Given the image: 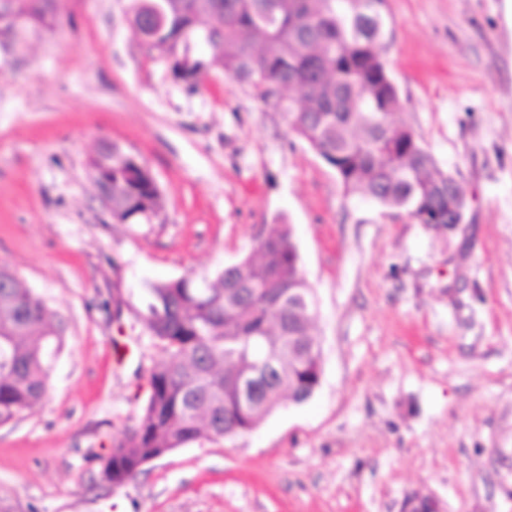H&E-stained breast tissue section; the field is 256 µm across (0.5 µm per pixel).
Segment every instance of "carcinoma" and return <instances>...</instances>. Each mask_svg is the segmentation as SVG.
I'll list each match as a JSON object with an SVG mask.
<instances>
[{
  "instance_id": "1",
  "label": "carcinoma",
  "mask_w": 512,
  "mask_h": 512,
  "mask_svg": "<svg viewBox=\"0 0 512 512\" xmlns=\"http://www.w3.org/2000/svg\"><path fill=\"white\" fill-rule=\"evenodd\" d=\"M164 17L161 40L172 76L193 87L209 57L224 73L286 113L292 131L336 172L348 195L400 209L419 224L448 223L463 197L403 110L379 45L385 0H130L137 39L153 36L148 4ZM35 24L52 30L44 0H21ZM109 184L112 219L149 224L163 195L147 164L118 143L89 163ZM313 298L288 224H274L254 253L217 272L147 289L136 318L165 359L148 375L137 424L102 458L114 487L142 467L200 438L231 439L255 429L291 398L313 394L323 374L311 332ZM62 329L43 300L0 268V426L42 405Z\"/></svg>"
}]
</instances>
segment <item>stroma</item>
<instances>
[{"label":"stroma","instance_id":"1","mask_svg":"<svg viewBox=\"0 0 512 512\" xmlns=\"http://www.w3.org/2000/svg\"><path fill=\"white\" fill-rule=\"evenodd\" d=\"M505 0H386L380 52L465 199L419 224L345 195L287 117L212 64L195 91L129 27L128 0H52L0 45V265L65 325L48 393L0 427V512H512V21ZM116 142L164 194L116 224L88 161ZM289 224L316 296L313 396L115 487L101 459L163 353L114 288L214 276ZM129 342L122 367L112 342Z\"/></svg>","mask_w":512,"mask_h":512}]
</instances>
